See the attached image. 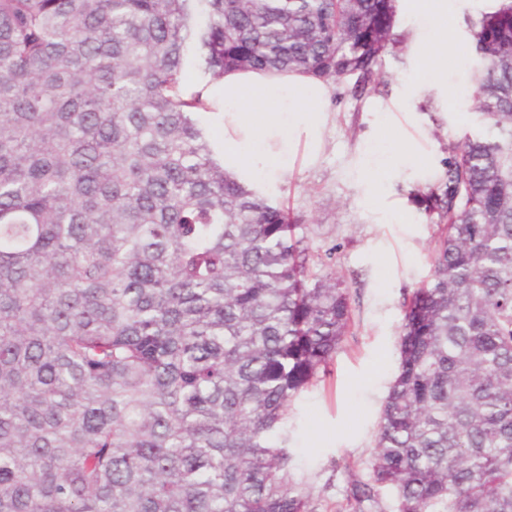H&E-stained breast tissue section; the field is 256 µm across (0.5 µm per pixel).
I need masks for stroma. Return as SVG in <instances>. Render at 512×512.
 Segmentation results:
<instances>
[{
	"instance_id": "obj_1",
	"label": "stroma",
	"mask_w": 512,
	"mask_h": 512,
	"mask_svg": "<svg viewBox=\"0 0 512 512\" xmlns=\"http://www.w3.org/2000/svg\"><path fill=\"white\" fill-rule=\"evenodd\" d=\"M408 72L402 51L391 49L380 75L384 93L356 100L332 84L325 151L316 163L297 166L276 200L290 223L301 226L313 262H324L352 303V325L325 377L288 410L289 477L312 491L316 512H349L350 483L369 475L378 423L398 368L403 305L432 274L439 227L418 208L414 191L434 183L435 173L408 169L379 184L383 199L401 207L399 219L376 218L363 204L366 181L380 166L379 155L360 151L374 119L366 106L395 98ZM410 109L440 166L449 143L486 129L471 109L437 112L422 100Z\"/></svg>"
}]
</instances>
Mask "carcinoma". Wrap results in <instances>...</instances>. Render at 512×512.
<instances>
[{
    "label": "carcinoma",
    "instance_id": "carcinoma-1",
    "mask_svg": "<svg viewBox=\"0 0 512 512\" xmlns=\"http://www.w3.org/2000/svg\"><path fill=\"white\" fill-rule=\"evenodd\" d=\"M485 135L416 191L442 232L351 512H512V0L471 25ZM297 70L380 93L394 0H0V512H315L285 416L352 323L187 92Z\"/></svg>",
    "mask_w": 512,
    "mask_h": 512
}]
</instances>
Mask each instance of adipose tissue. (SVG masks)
Here are the masks:
<instances>
[{"instance_id":"1","label":"adipose tissue","mask_w":512,"mask_h":512,"mask_svg":"<svg viewBox=\"0 0 512 512\" xmlns=\"http://www.w3.org/2000/svg\"><path fill=\"white\" fill-rule=\"evenodd\" d=\"M395 19L415 23L404 43L415 63L411 90L447 98L448 56L469 37L461 24H449L448 0H396ZM197 89L206 104L202 124L224 131L216 160L248 189L276 198L296 153L311 163L318 159L330 118L328 80L303 72L230 69ZM385 135L380 176L417 164L415 141L398 124H388Z\"/></svg>"}]
</instances>
